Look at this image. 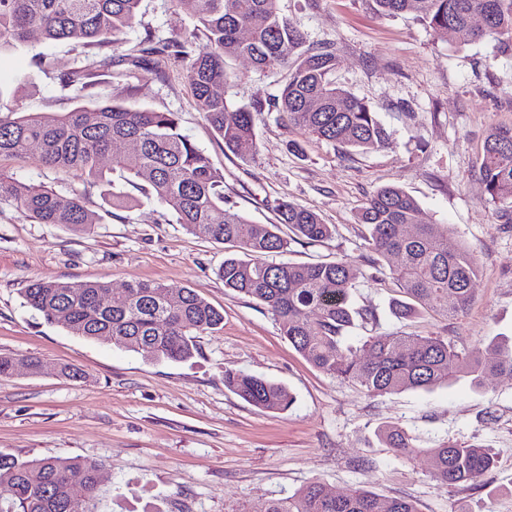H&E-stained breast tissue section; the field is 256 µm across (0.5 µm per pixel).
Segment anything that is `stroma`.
<instances>
[{"label":"stroma","mask_w":512,"mask_h":512,"mask_svg":"<svg viewBox=\"0 0 512 512\" xmlns=\"http://www.w3.org/2000/svg\"><path fill=\"white\" fill-rule=\"evenodd\" d=\"M284 16L308 44L336 53L337 84L371 102L393 132L391 143L341 154L333 144L282 119L256 115L257 152H225L194 105L184 62L153 57L132 63L145 40H207L178 0H141L118 45L82 46L32 32L18 49L0 53V117L50 119L71 110L64 73L108 56L93 70L87 94L160 112H174L183 134L224 176V205L258 224L276 220L291 201L335 225L330 240L291 243L276 263L341 258L356 271V307L374 308L376 324L356 325L352 345L396 332L437 336L471 352L493 338H512V223L496 208L478 175L492 128L512 127V55L493 42L456 45L411 16L381 17L366 0H280ZM229 105L268 102L286 81L249 60H226ZM300 151H293V144ZM38 148L0 157V171L60 194L84 197L101 221L85 234L36 224L0 202V355L35 357L40 373L17 368L0 378V453L22 460L77 458L100 463L99 512H231L260 506L317 481L332 495L364 488L413 499L420 512H512V380L485 375L480 387L461 379L429 390L370 396L357 384L313 368L282 335L275 317L255 300L230 294L218 275L222 244L188 234L166 206L146 196L139 180L103 158L109 187L79 171L43 166ZM396 185L419 204L420 221L444 224L478 262L475 301L463 315L423 313L397 318L399 289L376 271L357 213L378 187ZM128 197L113 204L112 194ZM79 284L104 280L122 290L134 280L194 289L224 315L218 331L197 336L194 356L158 361L105 341H90L47 324L22 303L33 280ZM77 378L60 375L61 366ZM228 368L286 386L295 402L263 412L224 386ZM405 428L420 455L405 458L377 437L384 425ZM478 444L493 470L462 486L430 473L426 449L444 442Z\"/></svg>","instance_id":"35a3bbf8"}]
</instances>
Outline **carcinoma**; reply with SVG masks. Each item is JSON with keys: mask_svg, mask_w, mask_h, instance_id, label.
<instances>
[{"mask_svg": "<svg viewBox=\"0 0 512 512\" xmlns=\"http://www.w3.org/2000/svg\"><path fill=\"white\" fill-rule=\"evenodd\" d=\"M279 0H179L201 27L210 50L198 53L189 40H172L151 53L188 61L186 79L198 111L223 140L225 150L247 159L257 148L254 113L259 101L229 107L214 87L226 83L224 57L249 59L260 69L279 68L288 78L274 105L280 115L305 131L346 149L368 152L389 144L391 133L367 100L332 79L336 55L326 47L306 46L304 33L278 8ZM380 16L411 14L433 34L452 35L459 45L481 39L495 42L500 54L512 53V0H369ZM140 0H0V51L23 45L31 30L47 40L84 45L116 44L132 27ZM487 16L476 29L472 17ZM85 71L65 78L83 97ZM117 140L137 145L133 153L113 156V165L147 184V193L164 204L190 234L228 246L219 269L230 293L260 302L279 322L294 349L315 369L359 384L368 395L430 389L460 376L480 384L487 372L512 378V344L493 341L486 351L462 354L437 336H369L363 355L344 343L355 320L376 321L371 309L350 302L356 274L340 259L313 263H273L290 242L320 243L333 234L319 215L291 202L278 205L276 224H255L224 208V178L205 153L182 134L173 112H157L127 103L97 101L78 105L45 120L38 116L0 118V156L23 155L39 146V161L67 173L80 170L99 184L108 180L101 158ZM479 176L498 218L512 223V127H496L487 135L479 159ZM0 201H7L37 224H62L89 232L99 223L78 194L62 195L43 186L0 176ZM418 203L401 187L376 189L362 206L358 221L368 227V244L385 260L403 299L393 301L401 318L430 310L441 317L459 316L471 307L478 273L475 255L457 241L446 224L419 223ZM290 235L279 234V225ZM414 224L403 238L398 225ZM111 284L88 281L68 285L33 280L22 291L24 304L47 323L75 336L106 340L130 351H147L157 360L186 361L197 351L194 336L220 329L224 315L190 288L173 291L160 282L132 281L120 292ZM224 387L265 411H286L294 403L284 386L239 370H224ZM396 453H424L431 474L450 486L483 476L493 457L477 445L445 443L418 448L399 426L379 431ZM100 464L71 458L21 461L0 454V484L12 498L0 500V512H98ZM74 471L83 482L70 483ZM39 480H31V474ZM232 512H420L409 498L384 499L355 488L331 497L318 482L291 495L266 501L261 508L241 505Z\"/></svg>", "mask_w": 512, "mask_h": 512, "instance_id": "carcinoma-1", "label": "carcinoma"}]
</instances>
